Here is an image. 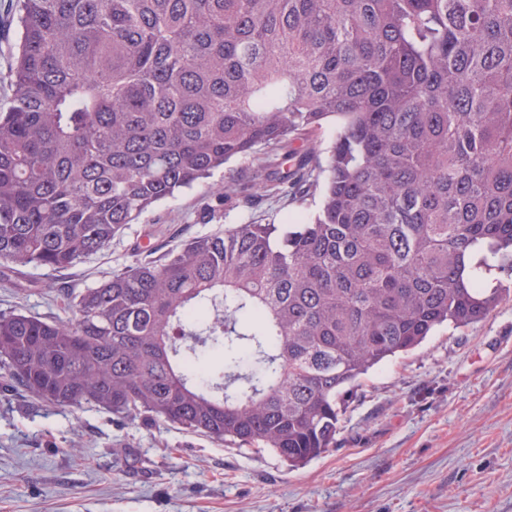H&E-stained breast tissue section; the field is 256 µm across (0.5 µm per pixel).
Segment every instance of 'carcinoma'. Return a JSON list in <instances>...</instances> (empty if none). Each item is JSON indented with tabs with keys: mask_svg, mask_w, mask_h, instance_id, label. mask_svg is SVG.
<instances>
[{
	"mask_svg": "<svg viewBox=\"0 0 512 512\" xmlns=\"http://www.w3.org/2000/svg\"><path fill=\"white\" fill-rule=\"evenodd\" d=\"M0 107V264L60 269L264 151L250 196L318 213L135 261L0 366L58 406L147 415L291 467L336 446L360 379L482 321L512 272V0H18ZM339 120L321 154L269 158ZM224 350V367L204 359Z\"/></svg>",
	"mask_w": 512,
	"mask_h": 512,
	"instance_id": "1",
	"label": "carcinoma"
}]
</instances>
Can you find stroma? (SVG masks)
Returning <instances> with one entry per match:
<instances>
[{
    "label": "stroma",
    "mask_w": 512,
    "mask_h": 512,
    "mask_svg": "<svg viewBox=\"0 0 512 512\" xmlns=\"http://www.w3.org/2000/svg\"><path fill=\"white\" fill-rule=\"evenodd\" d=\"M16 33V0H0V105ZM250 174V160L230 161L70 268L0 267V311L48 319L60 304L46 284L76 293L193 236L317 213L316 196H225ZM0 512H512V296L366 376L341 406L335 448L298 468L146 416L57 408L0 371Z\"/></svg>",
    "instance_id": "35a3bbf8"
}]
</instances>
